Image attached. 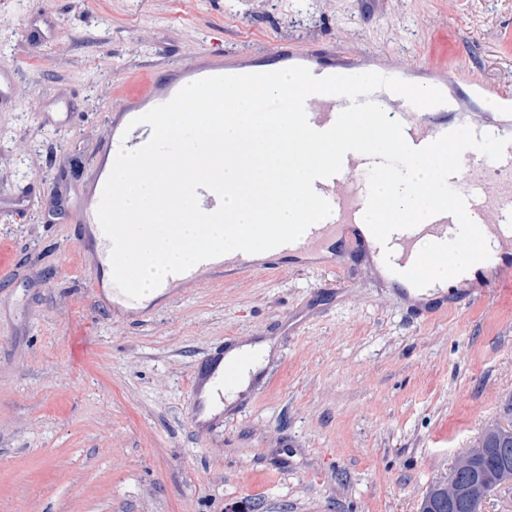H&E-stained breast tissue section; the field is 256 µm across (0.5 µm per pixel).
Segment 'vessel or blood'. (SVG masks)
I'll return each instance as SVG.
<instances>
[{
  "label": "vessel or blood",
  "mask_w": 512,
  "mask_h": 512,
  "mask_svg": "<svg viewBox=\"0 0 512 512\" xmlns=\"http://www.w3.org/2000/svg\"><path fill=\"white\" fill-rule=\"evenodd\" d=\"M292 66L307 68L314 76L353 75L375 71L374 63L359 64L354 60L337 59L335 51L315 47H300L277 43L252 53L228 51L203 56L199 65L191 70L174 69L163 83L152 84L142 95L133 97L127 108L120 113L107 114V137L100 146L95 164L89 168L86 178L77 193L75 209L81 216L82 240L89 265H97L110 256L111 243L97 219L96 210L102 188L106 181L100 170L101 160L112 157L114 148L123 146L134 150L145 145L152 134L140 117L148 107L170 100L185 84L196 80L229 74L261 73ZM404 81L447 90L448 81L439 71L429 67L404 74ZM476 97L493 102L497 118L486 124L459 116L458 120H418L411 111L410 103L386 89L373 93L372 99L384 110L390 111L394 120L402 125L405 141L414 148L426 146L441 136L466 126L476 136L486 134L506 139L507 146L501 160L494 161L478 152L467 150L462 156V167L458 174L450 177L449 183L466 199L470 217L481 229L490 252L488 260L477 263L459 275L460 283L470 286L472 293L483 292L489 285L501 288L512 286V263L505 257L512 253V99L500 96L493 88L480 84L475 86ZM347 98L329 94H314L307 98L305 110L310 125L317 130L329 128L339 113L348 107ZM373 164L372 158L362 154L348 153L342 169L336 175L315 181V191L326 199L332 212L325 220L311 226L297 241L270 250L269 258L288 253L304 255L321 251L330 243L341 242L349 250L370 256L383 262L385 250L400 252L401 257L393 262L392 279H399L401 272L409 269L424 238L442 243L453 239L458 231L456 217L441 213L423 221L411 229L393 232L387 245H380L364 222L363 215L368 197L366 175ZM497 174L499 185L489 190L486 172ZM241 370L238 359L225 357L223 351L208 353L200 370L192 378L193 418L198 428L210 422L207 402L202 395L211 383H218L222 391H233Z\"/></svg>",
  "instance_id": "1"
}]
</instances>
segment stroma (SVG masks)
Masks as SVG:
<instances>
[{"mask_svg":"<svg viewBox=\"0 0 512 512\" xmlns=\"http://www.w3.org/2000/svg\"><path fill=\"white\" fill-rule=\"evenodd\" d=\"M289 39L447 68L474 114V84L512 95V0H0V198L26 201L0 205V512H418L512 419V290L414 299L345 250L93 304L73 199L105 114ZM248 343L271 346L262 380L198 433L201 357ZM512 441V420L506 423L495 422L485 427L481 434L478 448L469 449L462 453L455 461L454 472L464 474L467 472L488 448L490 441Z\"/></svg>","mask_w":512,"mask_h":512,"instance_id":"1","label":"stroma"}]
</instances>
